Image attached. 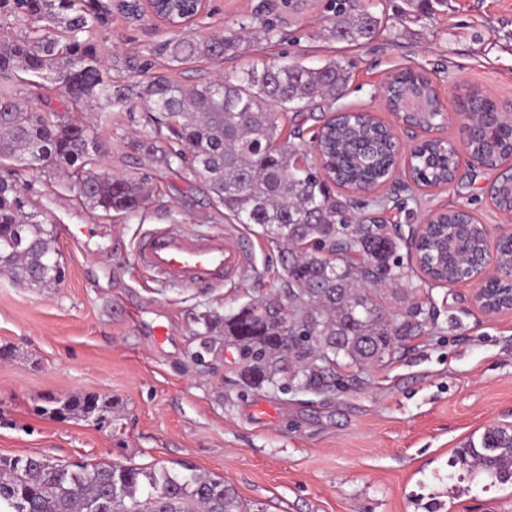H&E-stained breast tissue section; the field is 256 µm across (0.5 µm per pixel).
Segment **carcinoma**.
Segmentation results:
<instances>
[{"label":"carcinoma","mask_w":512,"mask_h":512,"mask_svg":"<svg viewBox=\"0 0 512 512\" xmlns=\"http://www.w3.org/2000/svg\"><path fill=\"white\" fill-rule=\"evenodd\" d=\"M112 20V0H0V272L37 288L59 284L64 276L53 222L35 208L25 211L24 171L67 169L86 209L106 214L139 212L148 195L143 182L104 167L98 128L65 116L92 112L104 100L124 106L139 98L152 113L151 132L138 145L167 167L185 169L203 182L217 204L241 224H257L279 247L288 278V303L277 299L243 306L224 318V335L249 359L244 377L274 384L299 366L289 382L316 390L328 383L338 358L351 364L389 360L422 328L421 308L387 316L363 282L376 278L397 284L405 278L386 225L354 222L331 193L333 182L349 191L378 188L394 158L377 123L354 125L329 119L317 133L326 169L300 158L283 137L275 106L300 112L325 95L341 97L351 79L338 60L320 68L263 62L199 86L157 77L144 86L113 84L93 34ZM381 19L367 9L336 6L332 35L363 45ZM222 36L188 34L164 44L171 62L218 59L230 46ZM31 75L39 81L26 79ZM50 83L60 106L27 107L22 94ZM396 109L409 99L420 103L407 119L433 129L444 120L432 82L421 73L393 76ZM169 130L181 148L161 146ZM429 140L411 160L415 181L444 185L454 177L446 158ZM478 158L512 155V133L498 129L473 147ZM458 212L440 214L441 228L426 241L425 269L434 281L454 277L465 253L441 249V237ZM293 336L290 349L283 337ZM44 414L105 419L112 403L90 402L69 394L44 398ZM457 462L468 472L512 484V427L485 429L479 443L469 440ZM0 512H247L224 478L186 465L150 469L128 465L60 464L39 455L0 457Z\"/></svg>","instance_id":"1"}]
</instances>
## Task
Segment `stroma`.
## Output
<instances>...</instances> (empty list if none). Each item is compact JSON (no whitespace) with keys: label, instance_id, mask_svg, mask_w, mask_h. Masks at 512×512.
<instances>
[{"label":"stroma","instance_id":"35a3bbf8","mask_svg":"<svg viewBox=\"0 0 512 512\" xmlns=\"http://www.w3.org/2000/svg\"><path fill=\"white\" fill-rule=\"evenodd\" d=\"M336 0H209L191 30L235 34L222 59L185 64L159 57L176 35L149 14L113 10L102 54L118 82L164 75L186 86L262 60L320 67L332 60L352 78L338 101L319 100L281 124L294 147L311 138L334 107L371 113L394 126L403 152L417 134L398 127L381 87L414 67L432 78L447 112L480 91L512 113V0H360L382 20L365 45L336 41ZM100 125L102 154L113 173L147 177L149 204L131 216L91 213L64 173H25L27 195L53 220L65 267L51 288H32L0 274V456L37 454L61 463L188 464L224 477L249 512H512V485L454 466L457 448L485 428L512 424V313L487 315L466 283L432 282L417 265L407 233L444 208L470 210L490 240L512 222L490 206L495 173L460 160L447 186L415 184L406 165L366 195L350 197L360 219L379 216L401 227L397 254L405 287L429 310L421 333L381 366H340L324 390L280 379L255 386L224 336V318L265 298L285 296L288 278L276 245L255 224L218 213L203 183L169 169L138 148L148 129L145 104L80 112ZM74 224L94 238L75 242ZM171 226L222 233L250 246L244 271L218 288L167 286L134 261L145 235ZM168 324L167 341L151 328ZM82 393L112 400L110 418L59 420L39 413L45 396Z\"/></svg>","mask_w":512,"mask_h":512}]
</instances>
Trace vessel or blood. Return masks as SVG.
<instances>
[{"mask_svg": "<svg viewBox=\"0 0 512 512\" xmlns=\"http://www.w3.org/2000/svg\"><path fill=\"white\" fill-rule=\"evenodd\" d=\"M247 253L242 241L225 235L163 227L143 238L135 262L168 284L220 287L239 274Z\"/></svg>", "mask_w": 512, "mask_h": 512, "instance_id": "obj_1", "label": "vessel or blood"}]
</instances>
